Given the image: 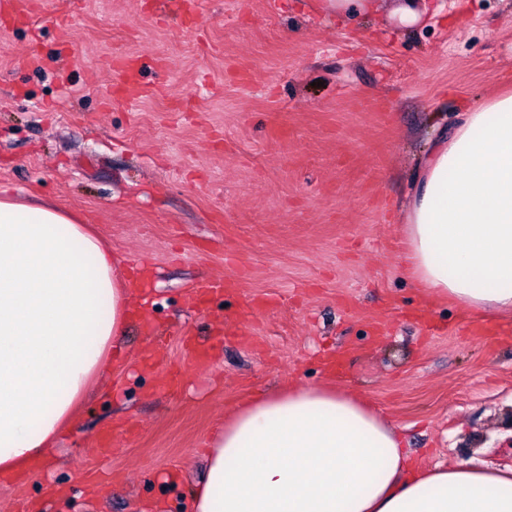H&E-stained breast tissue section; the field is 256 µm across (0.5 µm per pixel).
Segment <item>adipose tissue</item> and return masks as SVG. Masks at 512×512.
<instances>
[{
	"instance_id": "obj_1",
	"label": "adipose tissue",
	"mask_w": 512,
	"mask_h": 512,
	"mask_svg": "<svg viewBox=\"0 0 512 512\" xmlns=\"http://www.w3.org/2000/svg\"><path fill=\"white\" fill-rule=\"evenodd\" d=\"M407 268L471 313L512 312V95L463 112L420 160ZM129 285L83 218L0 196V474L53 447L126 334ZM183 512H512V466L421 471L358 396L297 385L217 425Z\"/></svg>"
}]
</instances>
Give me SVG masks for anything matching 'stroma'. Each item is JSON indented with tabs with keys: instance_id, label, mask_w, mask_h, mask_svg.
I'll use <instances>...</instances> for the list:
<instances>
[{
	"instance_id": "1",
	"label": "stroma",
	"mask_w": 512,
	"mask_h": 512,
	"mask_svg": "<svg viewBox=\"0 0 512 512\" xmlns=\"http://www.w3.org/2000/svg\"><path fill=\"white\" fill-rule=\"evenodd\" d=\"M430 4L408 29L396 0L365 20L321 0H48L0 26V191L80 213L120 268L150 264L147 321L49 467L0 484V512H177L213 424L293 383L362 398L423 467L512 464V339L475 340L473 313L418 287L403 233L436 126L512 92V0ZM233 272L240 292L198 308L193 286ZM187 329L216 345L208 367Z\"/></svg>"
}]
</instances>
